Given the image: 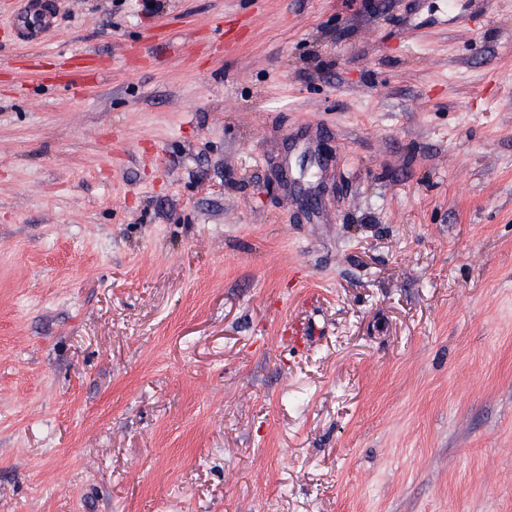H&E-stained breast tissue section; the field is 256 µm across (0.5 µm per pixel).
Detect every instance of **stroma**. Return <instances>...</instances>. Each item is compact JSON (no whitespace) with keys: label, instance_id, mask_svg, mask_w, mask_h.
Listing matches in <instances>:
<instances>
[{"label":"stroma","instance_id":"stroma-1","mask_svg":"<svg viewBox=\"0 0 512 512\" xmlns=\"http://www.w3.org/2000/svg\"><path fill=\"white\" fill-rule=\"evenodd\" d=\"M144 1L0 0V512H512V0ZM21 3L12 23L15 40L23 45L40 43L57 26L58 15L54 0H13Z\"/></svg>","mask_w":512,"mask_h":512}]
</instances>
